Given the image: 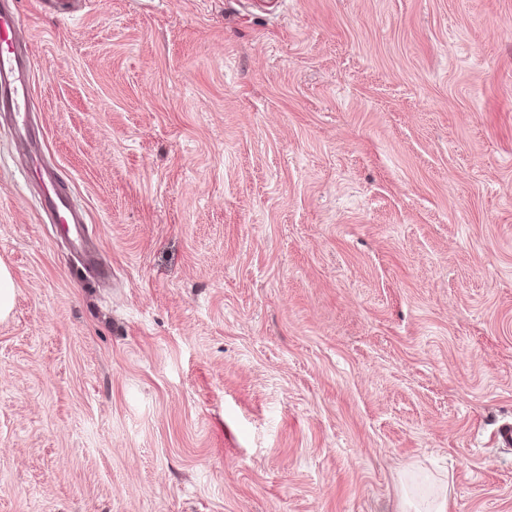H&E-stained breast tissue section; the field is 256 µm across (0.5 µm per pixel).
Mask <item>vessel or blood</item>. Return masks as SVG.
Returning <instances> with one entry per match:
<instances>
[{
	"instance_id": "obj_1",
	"label": "vessel or blood",
	"mask_w": 512,
	"mask_h": 512,
	"mask_svg": "<svg viewBox=\"0 0 512 512\" xmlns=\"http://www.w3.org/2000/svg\"><path fill=\"white\" fill-rule=\"evenodd\" d=\"M31 59L25 29L15 0H0V112L10 116L16 151L23 166L36 169L45 187L42 207L61 233L84 235L86 217L56 181L44 160V137L34 117Z\"/></svg>"
}]
</instances>
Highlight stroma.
<instances>
[{"mask_svg": "<svg viewBox=\"0 0 512 512\" xmlns=\"http://www.w3.org/2000/svg\"><path fill=\"white\" fill-rule=\"evenodd\" d=\"M0 512H512V0H18ZM31 59L25 29L15 0L0 1V112L11 116L15 147L22 166L36 169L45 186L42 207L60 232L82 236L86 230L84 211L56 182L54 167L44 160L42 127L32 106Z\"/></svg>", "mask_w": 512, "mask_h": 512, "instance_id": "stroma-1", "label": "stroma"}]
</instances>
